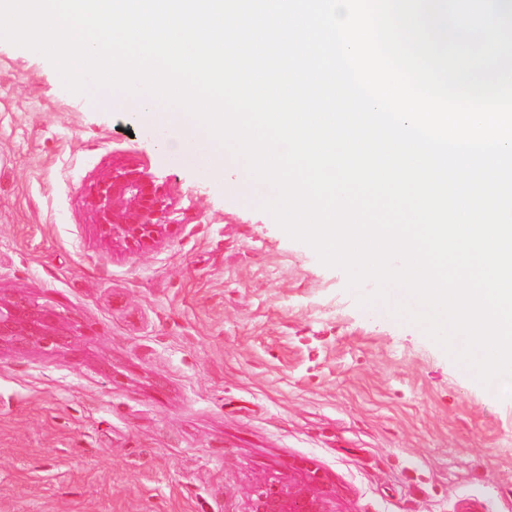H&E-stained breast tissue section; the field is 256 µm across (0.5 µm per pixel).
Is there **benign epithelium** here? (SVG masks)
<instances>
[{
    "label": "benign epithelium",
    "mask_w": 512,
    "mask_h": 512,
    "mask_svg": "<svg viewBox=\"0 0 512 512\" xmlns=\"http://www.w3.org/2000/svg\"><path fill=\"white\" fill-rule=\"evenodd\" d=\"M88 196L105 236L137 243L153 238L169 207L160 187L134 166L102 174ZM79 335L68 312L26 295H0V348L60 349ZM248 512H336V501L315 486L314 476L300 471L256 486Z\"/></svg>",
    "instance_id": "obj_1"
}]
</instances>
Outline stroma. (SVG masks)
Segmentation results:
<instances>
[{
	"label": "stroma",
	"instance_id": "obj_1",
	"mask_svg": "<svg viewBox=\"0 0 512 512\" xmlns=\"http://www.w3.org/2000/svg\"><path fill=\"white\" fill-rule=\"evenodd\" d=\"M127 163L170 203L146 248L88 205ZM236 179L0 41V294L85 330L0 349V512H248L304 468L337 512H512V397L360 307Z\"/></svg>",
	"mask_w": 512,
	"mask_h": 512
}]
</instances>
